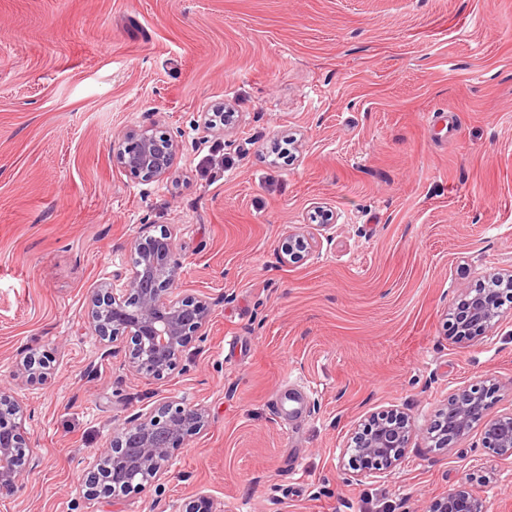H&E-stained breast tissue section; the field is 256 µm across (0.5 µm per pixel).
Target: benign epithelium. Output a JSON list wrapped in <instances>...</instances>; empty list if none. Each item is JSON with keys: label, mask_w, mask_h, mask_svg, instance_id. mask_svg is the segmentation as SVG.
Returning <instances> with one entry per match:
<instances>
[{"label": "benign epithelium", "mask_w": 512, "mask_h": 512, "mask_svg": "<svg viewBox=\"0 0 512 512\" xmlns=\"http://www.w3.org/2000/svg\"><path fill=\"white\" fill-rule=\"evenodd\" d=\"M233 112H202L197 128L209 132L233 125ZM118 166L129 176L145 180L167 176L175 165L178 140L158 135L148 128L129 130L110 143ZM135 254L127 278L117 274L103 282L87 298L85 323L92 335L108 346L130 339L125 359L128 369L143 378L160 379L176 371L189 338L206 333L209 304L183 296L178 283L184 261L171 232L139 238L130 243ZM283 259L300 262L315 252L312 237L292 234L283 242ZM454 336L459 342H477L500 321V306L487 290L461 289L452 309ZM44 357H27L20 371L31 378L49 374ZM485 385L462 387L448 396L437 419L426 428V439L434 448H447L467 436L474 424L483 422V446L509 459L512 457V412L484 418ZM20 400L8 386H0V494L13 495L20 489L25 459L19 454L22 439L15 416ZM207 423L205 409L175 401H162L146 412L128 416L114 432L112 444L97 450L89 461L86 479L91 494L108 496L116 485L127 491L155 487L162 493L160 478L169 467L172 453ZM413 431L409 413L392 409L373 416L351 437L354 473L383 474L393 470L403 457ZM183 512H219L214 501L200 493L185 504ZM428 512H489L485 498L465 484L448 490Z\"/></svg>", "instance_id": "benign-epithelium-1"}]
</instances>
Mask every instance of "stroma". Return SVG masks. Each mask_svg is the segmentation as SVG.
<instances>
[{
  "label": "stroma",
  "instance_id": "35a3bbf8",
  "mask_svg": "<svg viewBox=\"0 0 512 512\" xmlns=\"http://www.w3.org/2000/svg\"><path fill=\"white\" fill-rule=\"evenodd\" d=\"M221 106L232 129L195 127ZM145 127L180 144L165 178L109 151ZM322 209L318 255L282 260ZM168 229L209 326L146 379L102 357L86 299ZM510 270L512 0H0V385L30 461L0 512H182L201 491L223 512H427L462 482L512 512L480 428L423 437L490 376L487 417L512 411V303L470 344L448 314ZM29 355L45 380L17 377ZM164 398L209 424L163 495L91 496L92 454ZM393 408L415 424L401 462L352 476V432Z\"/></svg>",
  "mask_w": 512,
  "mask_h": 512
}]
</instances>
